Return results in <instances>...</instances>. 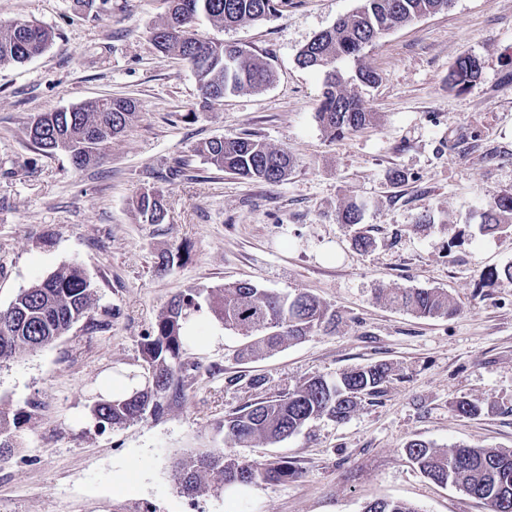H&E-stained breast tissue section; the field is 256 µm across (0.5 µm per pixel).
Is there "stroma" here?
Masks as SVG:
<instances>
[{
  "mask_svg": "<svg viewBox=\"0 0 512 512\" xmlns=\"http://www.w3.org/2000/svg\"><path fill=\"white\" fill-rule=\"evenodd\" d=\"M361 0H284L269 19L194 32L245 46L270 64L272 85L202 107L184 61L160 57L151 38L165 0H0V24L51 28V47L0 65V309L55 270L76 263L91 278L95 317L52 345L0 363V405L39 409L19 448L0 460V512H364L379 499L419 512H487L462 491L427 478L406 455L410 441L512 449V281L481 286L512 263V237L483 235L490 199L512 191V0H454L367 46L371 86L354 87L376 113L369 127L333 140L316 121L324 76L301 68L300 49ZM464 54L471 85L448 84ZM103 96L127 97L136 116L103 161L75 167L31 145V116ZM243 134L295 158L286 179L241 178L206 163L197 146ZM406 179L394 185L393 171ZM162 190L168 217L139 223L132 202ZM364 204L360 226L339 223ZM429 213L432 227L416 228ZM371 236L369 250L354 244ZM175 252L165 272L155 261ZM250 280L317 296L336 310L318 332L252 359L242 334L187 348L182 399L159 418L98 430L91 408L107 376L141 370V344L167 303L189 288ZM384 288H435L459 316L421 318L379 300ZM392 373L344 421L311 420L275 444L241 447L219 430L225 415L287 394L306 379L368 363ZM469 400L480 417H459ZM222 452L242 461L288 459L295 474L190 496L177 464Z\"/></svg>",
  "mask_w": 512,
  "mask_h": 512,
  "instance_id": "obj_1",
  "label": "stroma"
}]
</instances>
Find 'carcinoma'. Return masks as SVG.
<instances>
[{
    "mask_svg": "<svg viewBox=\"0 0 512 512\" xmlns=\"http://www.w3.org/2000/svg\"><path fill=\"white\" fill-rule=\"evenodd\" d=\"M362 5L342 17L307 43L297 55L300 67L326 75L323 101L317 122L331 136L356 132L371 125L376 113L367 111L359 99L343 90V77L336 62L358 60L362 50L388 30L436 13L452 0H361ZM168 13L152 31V40L164 57L187 61L196 76L207 106L228 95L261 91L275 78L270 65L247 49L222 41L201 39L192 31L199 16L222 28L264 20L277 11L279 0H168ZM54 38L45 26L14 20L0 33V64L24 63L42 55ZM480 63L471 55L457 59L448 75L452 86L465 87L479 75ZM134 102L106 97L97 106L82 101L68 108L41 112L30 121L31 143L45 154H67L82 168L99 163L110 141L123 134L135 116ZM196 152L208 163L242 178L279 182L293 168V158L283 148H273L252 137H222L204 142ZM140 220L162 224L167 217L164 195L154 190L134 201ZM482 232L512 235V193L502 192L488 202L482 213ZM512 280V264L483 274V284ZM381 298L389 305L422 318H454L461 307L448 293L433 289H386ZM208 312L226 329L250 337L246 355H259L286 342H298L322 327L336 326V312L316 297L299 293L281 296L251 281H236L208 290L200 297L190 289L171 300L145 338L144 385L128 397L98 396L92 413L103 426H121L147 414L158 416L181 398L183 351L194 342L193 317ZM83 321L98 327L94 318V290L78 265L62 267L33 286L20 291L5 310H0V362L35 352L66 334ZM391 374L386 363L358 366L330 380L312 376L288 395L259 401L224 417L225 438L237 445L254 441L279 443L310 420L326 415L342 421L356 409L358 399L378 392ZM38 404L0 408V459L11 454L22 438ZM408 458L436 483L451 485L485 503L490 512H512V450L457 447L440 451L422 440L407 445ZM294 476L288 461L245 464L222 453H202L184 459L179 480L184 488L197 489L212 478L224 485H247L258 480L281 482ZM364 512H419L405 502L375 501Z\"/></svg>",
    "mask_w": 512,
    "mask_h": 512,
    "instance_id": "1",
    "label": "carcinoma"
}]
</instances>
